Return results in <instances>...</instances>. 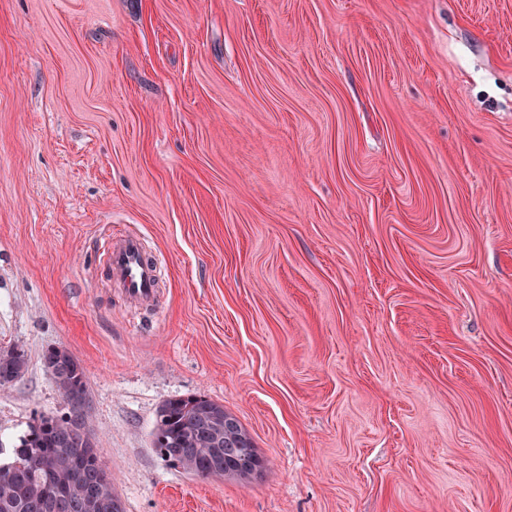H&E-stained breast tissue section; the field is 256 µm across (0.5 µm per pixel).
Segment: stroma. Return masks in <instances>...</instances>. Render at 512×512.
Masks as SVG:
<instances>
[{
  "mask_svg": "<svg viewBox=\"0 0 512 512\" xmlns=\"http://www.w3.org/2000/svg\"><path fill=\"white\" fill-rule=\"evenodd\" d=\"M135 227L160 300L96 254ZM0 439L85 422L124 512H512V0H0ZM221 402L262 478L167 466ZM27 363L22 347L0 350V386L6 387L21 379L27 370ZM152 437L161 460L200 476L219 475L225 463L259 456L240 421L224 409V404L204 394L164 401L157 411Z\"/></svg>",
  "mask_w": 512,
  "mask_h": 512,
  "instance_id": "stroma-1",
  "label": "stroma"
}]
</instances>
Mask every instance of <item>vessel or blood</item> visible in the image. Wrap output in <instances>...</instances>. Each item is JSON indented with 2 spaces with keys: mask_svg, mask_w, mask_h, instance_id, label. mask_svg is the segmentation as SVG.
I'll use <instances>...</instances> for the list:
<instances>
[{
  "mask_svg": "<svg viewBox=\"0 0 512 512\" xmlns=\"http://www.w3.org/2000/svg\"><path fill=\"white\" fill-rule=\"evenodd\" d=\"M100 248L110 276L125 298L137 305L152 306L158 293L160 260L147 253L140 234L133 230L104 234Z\"/></svg>",
  "mask_w": 512,
  "mask_h": 512,
  "instance_id": "1",
  "label": "vessel or blood"
}]
</instances>
